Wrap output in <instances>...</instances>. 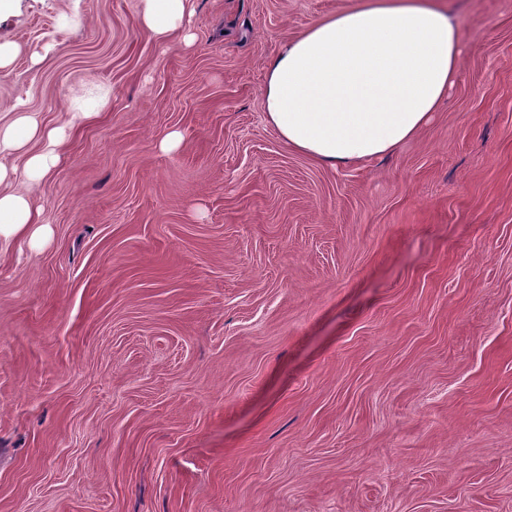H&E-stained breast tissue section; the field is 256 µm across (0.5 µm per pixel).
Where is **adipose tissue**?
<instances>
[{
  "label": "adipose tissue",
  "mask_w": 512,
  "mask_h": 512,
  "mask_svg": "<svg viewBox=\"0 0 512 512\" xmlns=\"http://www.w3.org/2000/svg\"><path fill=\"white\" fill-rule=\"evenodd\" d=\"M190 0H141L140 24L159 39L184 28ZM462 38L435 0H356L284 44L268 61L267 122L298 152L345 166L393 152L417 136L454 86ZM36 152H28L30 142ZM64 131L17 112L0 127V155L23 157L40 184L60 160ZM0 165V242H38L40 211L24 194L4 190L16 173Z\"/></svg>",
  "instance_id": "ef3b65f1"
}]
</instances>
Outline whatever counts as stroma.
Wrapping results in <instances>:
<instances>
[{
	"label": "stroma",
	"mask_w": 512,
	"mask_h": 512,
	"mask_svg": "<svg viewBox=\"0 0 512 512\" xmlns=\"http://www.w3.org/2000/svg\"><path fill=\"white\" fill-rule=\"evenodd\" d=\"M352 2L0 0V124L91 113L11 184L50 234L0 247V512H512V0H441L447 101L335 169L265 64ZM140 1V24L158 39L183 29L191 14L190 0Z\"/></svg>",
	"instance_id": "obj_1"
}]
</instances>
